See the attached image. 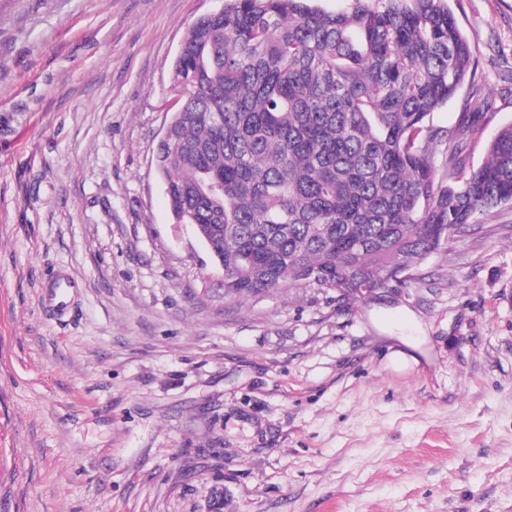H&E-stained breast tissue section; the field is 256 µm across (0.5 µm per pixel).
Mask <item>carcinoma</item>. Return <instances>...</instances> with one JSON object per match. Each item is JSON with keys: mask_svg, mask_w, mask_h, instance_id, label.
<instances>
[{"mask_svg": "<svg viewBox=\"0 0 512 512\" xmlns=\"http://www.w3.org/2000/svg\"><path fill=\"white\" fill-rule=\"evenodd\" d=\"M476 77L447 0H227L193 22L174 65L181 103L156 153L171 212L224 263V299L285 288H401L451 233L512 204V123L460 173L491 102L431 114ZM446 143L442 157L437 144ZM224 182V194L202 185Z\"/></svg>", "mask_w": 512, "mask_h": 512, "instance_id": "carcinoma-1", "label": "carcinoma"}]
</instances>
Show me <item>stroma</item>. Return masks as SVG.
Listing matches in <instances>:
<instances>
[{
    "label": "stroma",
    "instance_id": "35a3bbf8",
    "mask_svg": "<svg viewBox=\"0 0 512 512\" xmlns=\"http://www.w3.org/2000/svg\"><path fill=\"white\" fill-rule=\"evenodd\" d=\"M224 2L0 0V512H512V206L343 308L225 300L173 223L174 60ZM454 13L478 84L432 124L490 98L469 170L512 122V0Z\"/></svg>",
    "mask_w": 512,
    "mask_h": 512
}]
</instances>
